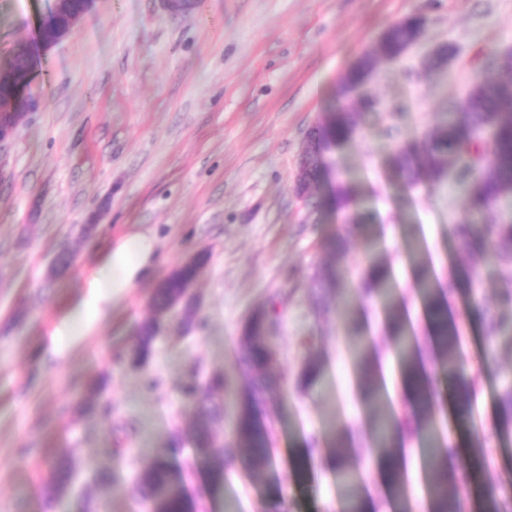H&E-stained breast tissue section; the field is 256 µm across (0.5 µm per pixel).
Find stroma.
<instances>
[{
    "label": "stroma",
    "mask_w": 512,
    "mask_h": 512,
    "mask_svg": "<svg viewBox=\"0 0 512 512\" xmlns=\"http://www.w3.org/2000/svg\"><path fill=\"white\" fill-rule=\"evenodd\" d=\"M53 0H0V63L33 41ZM427 18L420 46L380 65L366 86L381 119L363 120L331 156L329 173L307 198L293 177L310 132L340 106L341 76L397 20ZM448 48L445 67L424 71L425 52ZM512 49V0H201L186 15L164 0H95L56 46L38 51L31 92L39 103L15 139L0 148V512H144L128 485L156 459L183 470L200 512H336L340 469L363 468L372 408L356 368V343L374 341V362L399 378L378 296L338 308L363 288L372 264L388 267L394 305L423 346L426 311L414 288L420 251L441 277L468 281L449 313L468 334L467 357L481 366L476 398L487 435H460L472 461L487 460L466 490L479 512L488 484L512 496V436H498L496 393L512 373V327L489 336L481 313L512 324L499 304L507 284L493 254L471 256L455 241L463 217L458 187L410 185L396 171L400 142L421 143L482 75L491 53ZM403 113L394 115L391 105ZM355 190L346 211L327 208L331 184ZM140 224L155 231L159 262L110 321L37 367V350L82 269L112 240ZM345 237L343 253L331 243ZM204 251L193 318L171 315L141 364L116 362L152 314L157 284ZM71 265L55 273L57 257ZM348 275L338 286L328 267ZM276 318L273 375L285 385L265 407L273 462L257 478L226 460L210 490L193 452L197 417L188 385L224 381L214 400L224 419L212 449L232 436L241 337L256 315ZM319 377L301 385L308 360ZM109 401L125 433L80 400ZM72 481L46 510L41 475L58 452ZM108 482H97L98 473Z\"/></svg>",
    "instance_id": "stroma-1"
}]
</instances>
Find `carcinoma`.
Listing matches in <instances>:
<instances>
[{
	"mask_svg": "<svg viewBox=\"0 0 512 512\" xmlns=\"http://www.w3.org/2000/svg\"><path fill=\"white\" fill-rule=\"evenodd\" d=\"M419 26V19L407 17L395 22L387 30L382 46L385 55L395 58L405 51ZM40 41L21 42L0 73V100L6 101L18 89L20 77L33 80L35 50ZM483 69L490 77L473 84L462 103L452 102V110L460 113L458 119L434 127L427 135L424 147L417 151L411 147L398 150L396 164L406 182L414 184L426 176L430 179L448 177L465 187L464 216L454 225L453 234L464 250L471 254L493 252L500 266L502 277L512 280V224H486L493 203L512 197V54L496 53L485 59ZM373 75V63L367 56L359 59L343 77L339 95L344 99L359 101L357 110L346 108L329 113L325 121L311 134L312 154L320 157L322 150L351 139L358 128L359 116L372 120L379 118L375 99L364 88ZM354 199L351 186L338 183L330 196V205L346 208ZM190 267L173 272L159 284L152 297L155 313L167 310L173 299L192 278ZM389 272L380 266L370 267L367 281L371 290L379 292L386 286ZM459 282L454 276L441 280L437 276L419 279L417 288L430 320L435 337L430 362L448 375L454 383L456 405L461 419L469 426L471 435L485 440L474 412V400L480 385L481 369L467 368L464 363L465 332L456 320L448 318V300L457 291ZM396 346L401 357L404 379L413 389L412 401L400 415L381 418L375 427V448L379 459L390 470L401 468V458L393 456L391 448L408 440L426 441L430 464L426 472L430 488L428 512H465L461 491L467 488L468 471L458 465L448 464L447 441L439 435L445 410L440 405L428 376L426 351L414 330H400L398 321H391ZM273 323L263 316L255 317L244 329L238 357L239 366L247 373V386L240 389L236 399L234 436L225 444L224 456L244 454L245 469L257 476L271 462V439L262 407L274 381L268 370L271 356L267 344ZM159 331L154 319L145 321L138 332V341L130 354L138 363L148 357ZM365 379V398L377 402L375 367L368 364V355L359 358ZM498 409L501 432H512V377L506 375L498 392ZM223 416V408L216 405L207 416L196 424L197 452H211L212 425ZM71 465L66 454L54 460L45 481V504L50 508L56 497L67 488ZM131 498L147 507L149 512H198L196 500L189 494L183 480L167 463L158 461L147 467L128 486ZM480 512H512V500L498 494L495 487L485 491Z\"/></svg>",
	"mask_w": 512,
	"mask_h": 512,
	"instance_id": "carcinoma-1",
	"label": "carcinoma"
}]
</instances>
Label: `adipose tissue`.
<instances>
[{"label": "adipose tissue", "instance_id": "adipose-tissue-1", "mask_svg": "<svg viewBox=\"0 0 512 512\" xmlns=\"http://www.w3.org/2000/svg\"><path fill=\"white\" fill-rule=\"evenodd\" d=\"M158 263L152 231L133 229L113 240L101 259L78 284L51 329L52 351L75 345L92 335L118 307L131 288L148 277Z\"/></svg>", "mask_w": 512, "mask_h": 512}]
</instances>
